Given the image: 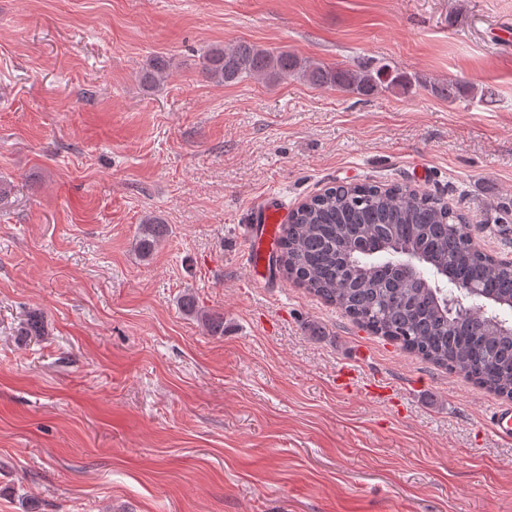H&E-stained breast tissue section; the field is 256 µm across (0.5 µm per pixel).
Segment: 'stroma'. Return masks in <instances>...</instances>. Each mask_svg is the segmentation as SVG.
I'll return each instance as SVG.
<instances>
[{
	"label": "stroma",
	"instance_id": "35a3bbf8",
	"mask_svg": "<svg viewBox=\"0 0 512 512\" xmlns=\"http://www.w3.org/2000/svg\"><path fill=\"white\" fill-rule=\"evenodd\" d=\"M239 41L417 82L207 78ZM0 180V512H512L501 397L241 255L266 195L374 183L512 260V0H0ZM475 89L472 83L463 80H449L448 82H441L433 84L432 91L445 99H456L458 96L472 93ZM489 420L494 431L502 438H512V407L496 406L489 412Z\"/></svg>",
	"mask_w": 512,
	"mask_h": 512
}]
</instances>
